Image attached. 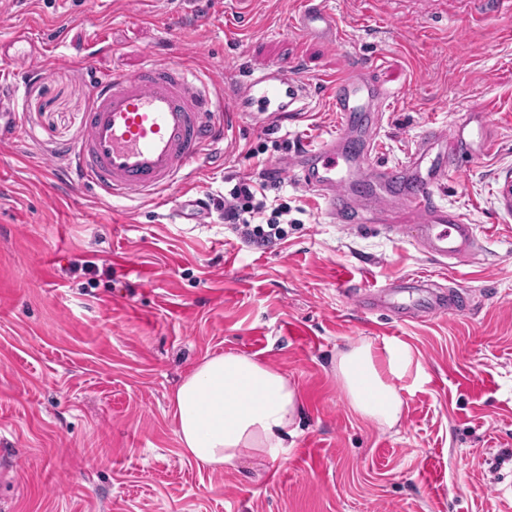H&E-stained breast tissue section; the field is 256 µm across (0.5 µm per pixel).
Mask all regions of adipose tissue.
Listing matches in <instances>:
<instances>
[{"instance_id":"obj_1","label":"adipose tissue","mask_w":512,"mask_h":512,"mask_svg":"<svg viewBox=\"0 0 512 512\" xmlns=\"http://www.w3.org/2000/svg\"><path fill=\"white\" fill-rule=\"evenodd\" d=\"M408 359L406 351L388 349L384 373L371 344L338 351L333 369L353 413L388 429L398 425L404 401L392 378ZM170 403L183 456L215 471L254 458L286 457L303 410L300 391L286 373L231 351L204 357Z\"/></svg>"}]
</instances>
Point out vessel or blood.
<instances>
[{
    "instance_id": "obj_1",
    "label": "vessel or blood",
    "mask_w": 512,
    "mask_h": 512,
    "mask_svg": "<svg viewBox=\"0 0 512 512\" xmlns=\"http://www.w3.org/2000/svg\"><path fill=\"white\" fill-rule=\"evenodd\" d=\"M294 25L305 38L329 45L338 40L336 17L324 0H304ZM8 42L22 47L12 57L17 72L45 82L52 78V65L27 29H13ZM212 86L211 78L185 61H149L134 73L115 70L96 77L83 136L69 165L77 181L109 198L151 195L163 202L164 191L188 178L238 113H249L267 129L300 111L308 95L307 83L288 62L251 72L221 97ZM329 94L343 124L339 133L292 160L300 184L323 196L331 218L346 224L397 223L399 214L385 210L389 199H397L401 214L415 217L411 238L428 255L445 261L473 254L479 247L474 226L433 202L456 155L471 150L470 119L456 125L450 151L438 152L441 135L434 130L399 169H382L348 158L341 141L351 133L349 115L378 111L388 92L352 67L333 78ZM468 307L467 293L436 289L427 290L423 305L424 311L452 315Z\"/></svg>"
}]
</instances>
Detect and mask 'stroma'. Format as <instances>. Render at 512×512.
Instances as JSON below:
<instances>
[{"instance_id": "35a3bbf8", "label": "stroma", "mask_w": 512, "mask_h": 512, "mask_svg": "<svg viewBox=\"0 0 512 512\" xmlns=\"http://www.w3.org/2000/svg\"><path fill=\"white\" fill-rule=\"evenodd\" d=\"M0 0V32L21 27L66 62L21 83L23 139L0 150V512H512V0H325L338 45L292 26L300 0ZM105 38L92 44L93 33ZM188 58L198 72L244 78L293 62L311 86L300 115L261 130L239 114L171 200H217L233 181L277 170L268 197L299 223L260 252L220 210L186 224L149 199H108L72 183L90 73L134 72L146 58ZM367 67L384 105L375 162L407 160L429 127L451 132L484 107L485 151L458 157L436 201L473 224L482 246L453 265L382 224H340L286 161L339 128L324 90ZM289 150H279L280 142ZM94 264L93 273L78 271ZM465 290L459 315L399 320L345 289L401 278ZM409 350L393 382L399 427L351 411L332 369L338 349ZM234 351L288 373L301 391L287 460L214 471L181 453L169 399L204 356Z\"/></svg>"}]
</instances>
